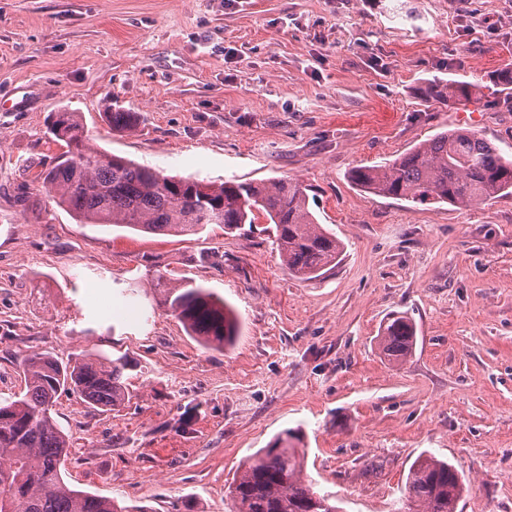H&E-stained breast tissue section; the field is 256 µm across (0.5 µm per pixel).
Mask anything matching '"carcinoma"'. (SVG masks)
Here are the masks:
<instances>
[{
    "instance_id": "1",
    "label": "carcinoma",
    "mask_w": 512,
    "mask_h": 512,
    "mask_svg": "<svg viewBox=\"0 0 512 512\" xmlns=\"http://www.w3.org/2000/svg\"><path fill=\"white\" fill-rule=\"evenodd\" d=\"M478 84L434 83L429 98L441 104L473 101ZM116 130H132L135 112H110ZM50 139L65 147L40 180L55 204L82 224L126 227L156 235L199 234L217 224L233 231L264 216L272 225L282 265L300 280L321 277L336 265L342 244L318 224L307 189L291 179L219 185L165 175L92 144L75 112H56ZM360 190L414 204L470 208L512 195V160L466 129L442 131L392 161L349 173ZM160 304L208 349L234 343V311L210 289L191 280L157 278ZM377 345L400 363L416 345V328L401 313L383 323ZM122 358L69 359L49 352L24 359L25 391L0 400V512H149L114 498L73 489L60 466L68 436L52 417L58 395L71 392L91 407L110 409L125 398ZM303 434L286 429L237 471L228 487L235 512H342L336 499L303 477ZM403 512H458L466 486L459 470L433 454L419 456L406 477Z\"/></svg>"
}]
</instances>
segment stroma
Instances as JSON below:
<instances>
[{"label":"stroma","mask_w":512,"mask_h":512,"mask_svg":"<svg viewBox=\"0 0 512 512\" xmlns=\"http://www.w3.org/2000/svg\"><path fill=\"white\" fill-rule=\"evenodd\" d=\"M507 63L512 0H0V397L35 352L129 363L112 409L59 394L65 482L150 512H233L242 462L298 427L305 477L343 512H395L424 452L465 474L459 512H512V196L414 205L348 179L444 129L512 158L493 81ZM451 77L481 99L427 100ZM116 108L139 113L134 130L111 128ZM64 109L166 175L298 180L338 264L291 277L262 218L182 236L79 223L38 179ZM160 273L224 298L235 345L188 336L155 301ZM92 284L118 309L99 313ZM394 312L418 330L398 364L377 345Z\"/></svg>","instance_id":"1"}]
</instances>
